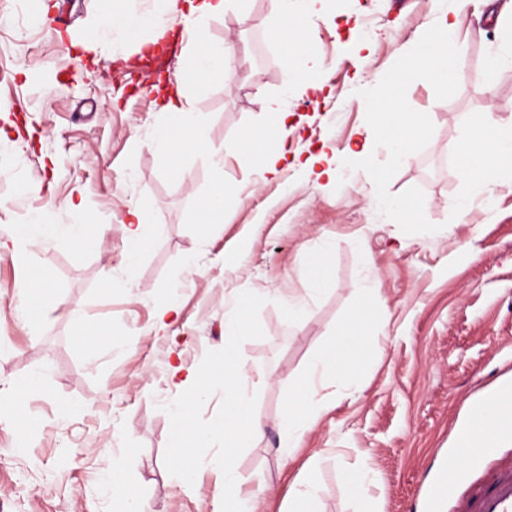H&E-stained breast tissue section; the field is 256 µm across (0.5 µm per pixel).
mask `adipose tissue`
<instances>
[{
	"label": "adipose tissue",
	"instance_id": "obj_1",
	"mask_svg": "<svg viewBox=\"0 0 512 512\" xmlns=\"http://www.w3.org/2000/svg\"><path fill=\"white\" fill-rule=\"evenodd\" d=\"M229 0H186L187 12L184 16L185 28L197 45V53L190 66L191 71L208 75L215 79L227 76V59L233 52L232 45L216 43L209 39L204 25L208 20L223 16ZM100 7L92 21V33L83 43L84 51H95L99 42L110 38L124 40L133 38V26L116 22L112 11V0H99ZM270 14L287 38L284 42L285 64L289 78L299 85L313 87V72L320 62L315 57H307L304 65H297L296 46H309L311 34L300 30L299 22L309 16L311 0H269ZM166 108L174 115L173 127L163 128L155 146L162 154L169 156L173 169H180L181 162L173 154L170 143L172 131L192 134V145L200 152L208 151L209 145L201 131L205 117L195 112L190 99L182 90H175L169 97ZM264 109L268 115V124L262 128H252L246 133L249 140L261 143L260 159L262 170L275 173L278 157L270 146L275 138L286 137L288 114L280 102L266 100ZM462 157V171L469 176L480 177L493 183L504 174H512V125L489 123L477 120L468 125L461 133L459 148ZM374 316L367 306L356 307L348 316L343 327L329 344L326 351L315 355L306 373V384L298 391L290 392L283 407V429L279 452L282 457H292L310 421L321 411L328 409V401L317 396V380L329 377L345 385H355L352 374L354 364L360 359L367 342L368 330ZM469 425L481 440L492 443L496 448L512 447V413L503 414L492 404L473 406Z\"/></svg>",
	"mask_w": 512,
	"mask_h": 512
}]
</instances>
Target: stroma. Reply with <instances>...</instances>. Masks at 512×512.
<instances>
[{
	"label": "stroma",
	"mask_w": 512,
	"mask_h": 512,
	"mask_svg": "<svg viewBox=\"0 0 512 512\" xmlns=\"http://www.w3.org/2000/svg\"><path fill=\"white\" fill-rule=\"evenodd\" d=\"M508 0H471L459 16V87L447 100L414 81L407 101L431 118L430 142L389 183L425 196L432 234L408 235L377 208L375 185L343 160L375 155L360 89L376 85L403 48L440 15V0H316L311 55L316 89L290 82L268 0H231L208 35L235 45L226 79L189 73L194 41L180 20L143 27L136 40L77 44L90 34L98 0H0V240H22L31 214L64 228L93 224L90 242L63 237L26 248L28 265L55 299L19 304L18 265L0 253V400L22 399L23 430L0 409V512H115L105 474L119 469L143 512H221L223 475L203 464L179 485L164 465L180 394L170 369L198 368L223 348L224 313L245 290L265 303V336L243 343L266 435L238 460L244 488L259 489L258 512H288V490L316 467V512H410L453 444L470 405L512 378V188L466 178L458 162L463 128L476 118L512 122V69L490 73L492 55L512 45L496 17ZM53 18H39L41 5ZM181 77L208 116L209 153L175 141L173 172L153 140L167 124L164 80ZM290 113L288 153L260 177L256 161L226 154L244 131L264 125L266 98ZM326 154L335 179L305 161ZM231 188L224 221L201 232L190 221L217 183ZM39 184L31 194L30 184ZM144 214L129 241V210ZM329 248V271L312 287L310 260ZM236 255L226 264V255ZM113 280L127 281L121 292ZM303 318L288 316L289 297ZM180 315L157 326L160 305ZM383 307L360 360L358 386L328 381L336 405L320 414L289 459L278 454L281 410L314 355L359 303ZM104 325L108 344L77 342L79 318ZM371 479L366 503L346 479Z\"/></svg>",
	"instance_id": "obj_1"
}]
</instances>
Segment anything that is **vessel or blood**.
<instances>
[{"instance_id": "1", "label": "vessel or blood", "mask_w": 512, "mask_h": 512, "mask_svg": "<svg viewBox=\"0 0 512 512\" xmlns=\"http://www.w3.org/2000/svg\"><path fill=\"white\" fill-rule=\"evenodd\" d=\"M499 454L488 447L449 452L424 491L425 512H512V464Z\"/></svg>"}]
</instances>
